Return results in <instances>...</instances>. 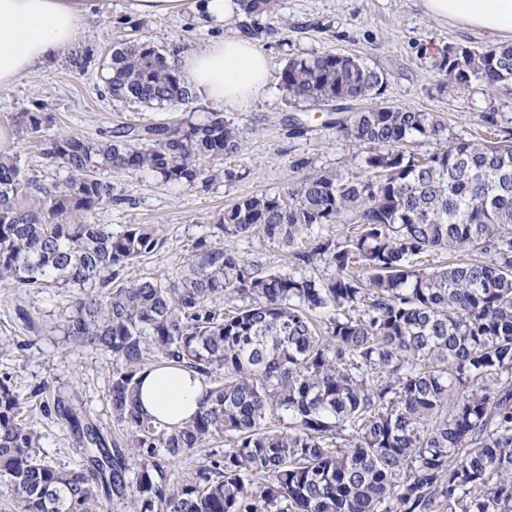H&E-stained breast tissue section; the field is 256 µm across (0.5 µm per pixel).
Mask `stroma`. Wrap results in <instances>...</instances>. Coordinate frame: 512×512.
<instances>
[{"label": "stroma", "mask_w": 512, "mask_h": 512, "mask_svg": "<svg viewBox=\"0 0 512 512\" xmlns=\"http://www.w3.org/2000/svg\"><path fill=\"white\" fill-rule=\"evenodd\" d=\"M92 2L78 44L92 49L97 65L81 73L63 57L0 88V151L18 156L26 179L36 186L59 184L68 176L60 162L45 154L49 135L95 138L126 123H200L213 110L199 98L163 110L114 100L99 62L125 40H147L164 50L175 45L198 48L218 38V31L201 28L188 9L148 19L135 15L131 0ZM258 24L256 42L268 58L269 84L247 110L224 115L236 127L243 149L208 161L210 181L193 188L163 182L147 171L113 174L116 201L98 211L97 223L116 230L142 224L162 241L161 248L130 265L124 279H172L196 242H219L215 224L228 205L246 196L285 192L306 175L343 172L358 164L363 149L337 131L336 113L286 99L278 75L288 58L327 51L355 55L384 73L381 101L438 113L452 136L490 138L480 119L484 112L512 118V92L487 95L477 86L440 89L433 65L448 46L485 47L492 40L462 23L430 18L421 0H281L280 10L259 18ZM40 109L52 117L48 135L17 134L14 115ZM235 246L265 269L292 268L287 250L261 236L236 240ZM79 292L76 286L0 284V377H9L26 398L23 415L41 435L42 455L67 468L80 464L81 453L65 421L44 411L55 391H78L85 411L106 434L118 439L124 435L109 403L111 357L71 348L63 333L64 317Z\"/></svg>", "instance_id": "1"}]
</instances>
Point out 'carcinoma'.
<instances>
[{
  "mask_svg": "<svg viewBox=\"0 0 512 512\" xmlns=\"http://www.w3.org/2000/svg\"><path fill=\"white\" fill-rule=\"evenodd\" d=\"M253 18L279 0H238ZM148 41L112 47L102 68L114 100L178 106L193 98ZM69 66L94 64L87 48ZM440 87L512 84V45L434 64ZM289 101L367 102L335 122L369 148L346 173L307 176L284 194L224 209V241L196 244L180 276L112 286L160 239L95 222L112 204V172L149 171L194 187L203 161L241 148L221 112L201 123L124 125L98 139L59 135L46 156L67 179L35 207L19 160L0 153V282L84 287L64 320L75 348L112 357L116 442L78 394L54 411L83 447L76 469L42 457L24 397L0 379V487L16 512H512V133L496 142L450 138L439 115L376 102L385 78L351 54L291 58L279 73ZM45 112L15 115L16 133L48 128ZM435 142L424 159L407 152ZM354 224L338 242L323 229ZM288 250L294 272L265 270L231 244L253 234ZM477 247L491 261L428 270L416 259ZM331 270L316 278L307 268ZM250 300L224 314L223 302ZM180 367L211 385L187 423L153 421L138 404L140 374ZM282 418L272 428L270 416ZM222 438L190 474L169 461Z\"/></svg>",
  "mask_w": 512,
  "mask_h": 512,
  "instance_id": "obj_1",
  "label": "carcinoma"
}]
</instances>
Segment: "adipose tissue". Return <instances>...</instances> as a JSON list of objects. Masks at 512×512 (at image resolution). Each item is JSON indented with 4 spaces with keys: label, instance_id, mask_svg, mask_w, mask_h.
I'll list each match as a JSON object with an SVG mask.
<instances>
[{
    "label": "adipose tissue",
    "instance_id": "obj_1",
    "mask_svg": "<svg viewBox=\"0 0 512 512\" xmlns=\"http://www.w3.org/2000/svg\"><path fill=\"white\" fill-rule=\"evenodd\" d=\"M429 16L456 21L501 38H512V0H422ZM190 6L196 22L224 28L223 37L179 53L180 77L218 109L243 111L270 79L267 56L251 39L233 31L242 11L237 0H133L142 17ZM88 0H0V87L55 61L81 35ZM207 389L199 376L179 368L148 369L140 402L151 416L178 423L193 417Z\"/></svg>",
    "mask_w": 512,
    "mask_h": 512
}]
</instances>
